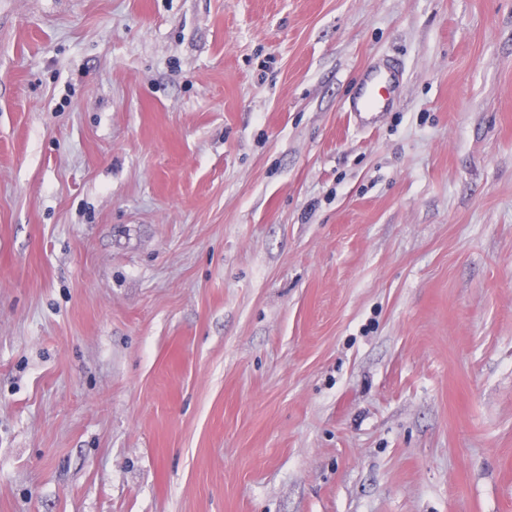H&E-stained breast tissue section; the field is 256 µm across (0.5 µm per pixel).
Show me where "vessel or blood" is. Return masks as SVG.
Instances as JSON below:
<instances>
[{
	"label": "vessel or blood",
	"mask_w": 512,
	"mask_h": 512,
	"mask_svg": "<svg viewBox=\"0 0 512 512\" xmlns=\"http://www.w3.org/2000/svg\"><path fill=\"white\" fill-rule=\"evenodd\" d=\"M399 82V70L393 62L381 63L368 71L356 100L347 106L359 126L371 127L394 104L391 89Z\"/></svg>",
	"instance_id": "obj_1"
}]
</instances>
